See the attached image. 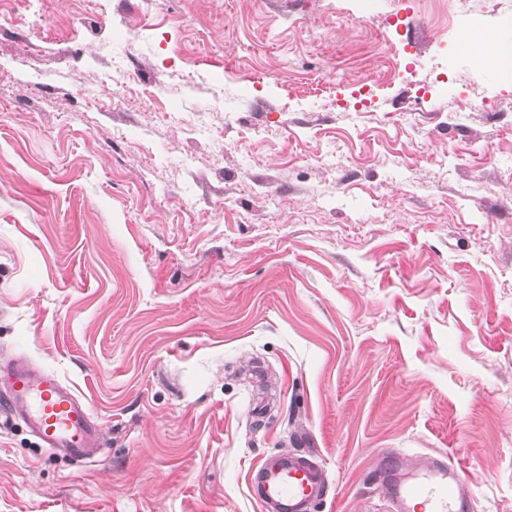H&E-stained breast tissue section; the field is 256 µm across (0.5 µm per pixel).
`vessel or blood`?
<instances>
[{"mask_svg":"<svg viewBox=\"0 0 512 512\" xmlns=\"http://www.w3.org/2000/svg\"><path fill=\"white\" fill-rule=\"evenodd\" d=\"M6 387L0 399V432L25 423L40 444L86 463L99 453L101 428L86 401L57 375L16 357L0 363ZM422 480L407 483L387 473L382 488L395 512H412L416 499L431 512H455L466 506L460 473L447 456L428 457ZM325 485V472L304 456L283 454L254 469L251 490L263 512H309Z\"/></svg>","mask_w":512,"mask_h":512,"instance_id":"b4317fda","label":"vessel or blood"}]
</instances>
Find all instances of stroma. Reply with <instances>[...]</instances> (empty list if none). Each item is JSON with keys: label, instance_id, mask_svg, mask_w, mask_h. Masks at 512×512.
<instances>
[{"label": "stroma", "instance_id": "35a3bbf8", "mask_svg": "<svg viewBox=\"0 0 512 512\" xmlns=\"http://www.w3.org/2000/svg\"><path fill=\"white\" fill-rule=\"evenodd\" d=\"M434 2L0 10V360L102 429L88 464L0 434V512H261L281 452L325 469L311 512H393L387 451L512 512V83L444 53L512 0Z\"/></svg>", "mask_w": 512, "mask_h": 512}]
</instances>
